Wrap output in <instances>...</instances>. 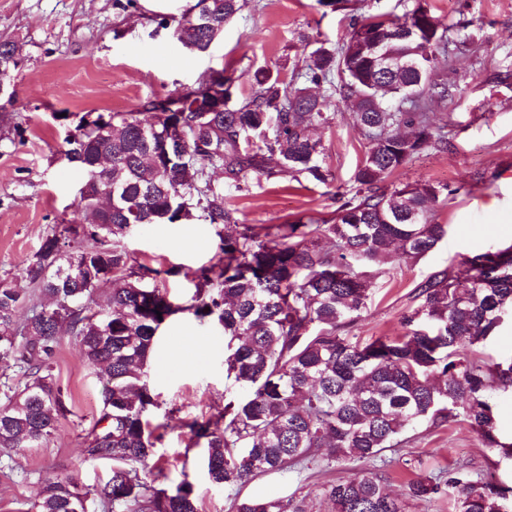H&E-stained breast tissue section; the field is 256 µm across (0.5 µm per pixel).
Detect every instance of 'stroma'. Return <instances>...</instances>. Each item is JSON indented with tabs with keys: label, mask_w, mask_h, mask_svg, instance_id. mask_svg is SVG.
<instances>
[{
	"label": "stroma",
	"mask_w": 512,
	"mask_h": 512,
	"mask_svg": "<svg viewBox=\"0 0 512 512\" xmlns=\"http://www.w3.org/2000/svg\"><path fill=\"white\" fill-rule=\"evenodd\" d=\"M428 8L441 26L465 24L467 46L458 52L452 94L445 111L455 125L448 150L425 148L388 178V185L430 182L449 185L452 196L434 207L448 235L419 259L397 258L370 268L373 293L351 329L367 340L398 336L401 317L415 307L412 292L432 272L479 251L512 244V0H348L334 11L318 0H247L208 53L193 54L174 39L171 22L189 10L188 0H167L157 10H123L117 0H0V40L22 47L11 77L16 100L0 122V278L30 292L29 259L49 229L83 221L77 208L80 175L63 156L64 138L86 113L137 112L153 99L197 87L202 78L231 73L235 97L251 95L252 76L263 69L289 80L317 41L336 43L352 17ZM507 82H500V75ZM332 120L314 131L323 152L325 181L279 172L256 173L242 188L224 184V203L238 223L275 227L296 220L328 218L366 150L350 103L332 99ZM224 240L220 224H142L124 244L137 263L175 268L163 284L184 310L155 336L148 381L157 405L151 424H165L151 465L163 468L169 484L190 481L199 512H231L235 493L256 498L295 497L305 512H336L322 494L325 485L350 474L348 467L320 457L302 472L269 473L241 491L210 484L203 450L188 447L181 422L210 415L228 397L244 392L224 371V332L187 312L195 287L188 274L214 260ZM202 346L186 353L189 340ZM55 372L68 397L71 416L61 420L42 446L0 450V512H29L46 481L73 477L94 490L109 477L107 463L87 458L84 438L101 408L103 382L85 363L78 345L62 337ZM397 452H385L386 486L404 497L416 476L448 471L467 462L508 487L512 512V456L484 447L462 420L435 428L420 425Z\"/></svg>",
	"instance_id": "1"
}]
</instances>
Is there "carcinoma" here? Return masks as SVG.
<instances>
[{"label": "carcinoma", "instance_id": "carcinoma-1", "mask_svg": "<svg viewBox=\"0 0 512 512\" xmlns=\"http://www.w3.org/2000/svg\"><path fill=\"white\" fill-rule=\"evenodd\" d=\"M246 0H197L173 36L207 53ZM388 52L417 54L418 68L381 71L370 34ZM461 30L419 6L400 15L356 19L339 46L320 44L283 83L255 77V92L235 100L231 77L209 76L196 88L151 101L145 112L83 115L65 138L67 161L83 177L78 207L87 224L42 238L25 269L37 300L0 279V448L44 443L70 413L55 373L67 335L105 380L102 407L85 452L112 465L108 480L84 491L69 477L48 481L35 512H198L192 483L167 486L163 469L145 477L157 437L147 418L156 406L147 368L158 329L185 309L224 330V369L247 391L203 419L181 422L188 446L201 447L216 487H242L271 472L326 454L368 463L402 443L424 422L461 418L489 448L500 440L492 391L512 386V362L492 366L476 347L512 310V245L467 256L434 272L414 290L418 306L403 315L400 336L352 340L349 329L373 288L365 268L391 249L418 259L447 235L432 205L453 193L446 185L382 183L425 146L448 149L453 125L437 117L448 83L435 62L452 58ZM20 46L0 41L4 78L18 68ZM352 102L367 150L330 219L267 227L238 224L224 207L221 169L235 186L259 172L286 171L326 180L321 143L311 130L329 122L327 99ZM415 129L412 137L400 128ZM180 142H173L174 138ZM222 224L216 262L193 273L188 307L174 304L157 278L177 274L131 263L123 244L140 224ZM327 239L325 249L320 241ZM112 275L110 308L99 310L92 281ZM27 310L18 322L21 310ZM16 368L18 383L8 374ZM384 472L354 473L324 487L336 512H405L387 493ZM507 489L458 464L448 476L410 481L407 495L446 494L455 512H504ZM231 512H303L287 499L235 495Z\"/></svg>", "mask_w": 512, "mask_h": 512}]
</instances>
